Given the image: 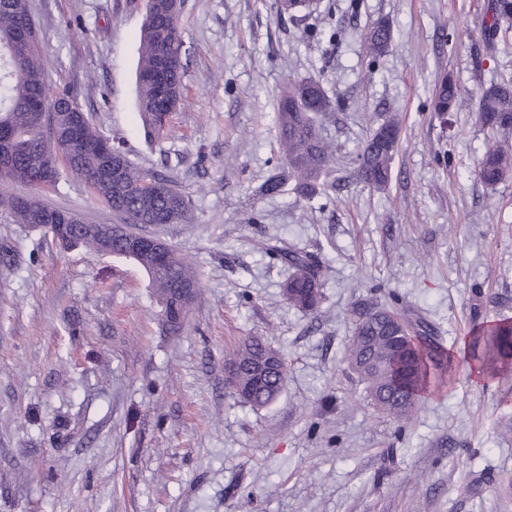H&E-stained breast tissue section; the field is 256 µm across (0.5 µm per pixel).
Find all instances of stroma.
<instances>
[{"instance_id": "1", "label": "stroma", "mask_w": 512, "mask_h": 512, "mask_svg": "<svg viewBox=\"0 0 512 512\" xmlns=\"http://www.w3.org/2000/svg\"><path fill=\"white\" fill-rule=\"evenodd\" d=\"M144 0H29L54 83L131 161L191 200L148 224L187 258L200 293L178 334L138 264L62 248L0 210V512H512V407L467 364L406 424L377 416L343 360L351 310L400 296L460 351L512 319V179L474 177L490 132L430 100L451 76L469 100L512 77V17L498 0H336L305 24L274 0H183V102L148 144L135 74ZM379 18L395 28L371 62ZM499 31H490L491 23ZM320 81L318 116L340 147L329 195L264 196L280 163L273 114L288 79ZM400 124L386 188L360 180L358 147ZM88 224L118 216L81 181L42 194ZM276 243L318 260L325 299L283 296ZM260 336L286 386L254 409L224 383V351ZM395 39L393 25L386 19L373 22L366 33L369 55L374 59L384 55Z\"/></svg>"}]
</instances>
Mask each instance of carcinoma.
Segmentation results:
<instances>
[{"label": "carcinoma", "instance_id": "cac0c4a2", "mask_svg": "<svg viewBox=\"0 0 512 512\" xmlns=\"http://www.w3.org/2000/svg\"><path fill=\"white\" fill-rule=\"evenodd\" d=\"M395 39L393 25L386 19L373 22L366 33L369 55L378 59ZM178 18L145 6L140 33L137 67V110L148 137L155 139L166 130L172 112L160 110L157 67L170 63L164 72L165 85L172 94L173 108L183 95L185 63ZM462 104L456 85L442 79L432 100L435 112H448ZM330 101L318 81L309 77L286 83L274 113L279 153L287 161L288 179L305 197L318 194L323 174L336 162L335 148L326 142L316 125L315 115L326 112ZM82 111L67 87H52L40 52L39 32L27 3L0 0V206L16 221L31 229L49 224L61 210L50 207L35 194L7 191L11 185L34 189L55 186L63 177L85 183L99 199L121 218L119 224H97L83 230L72 224L64 227L65 247L82 245L98 253L109 245V254L131 257L149 274L163 307L164 318L181 308L178 288L194 289L199 281L190 263L174 251L165 260L152 249L133 254L125 251V240L136 235L134 226L162 219L168 224L185 220L189 198L172 181L134 166L123 158L122 172L107 181L97 177L101 151L123 152L84 117L71 128L74 113ZM481 124L496 133L512 131V80L484 89L477 100ZM400 127L390 119L370 132L358 153L360 178L373 189L386 187L397 152ZM482 183L495 186L512 177V147L498 143L486 148L475 169ZM272 258L288 264L293 273L284 287L288 301L299 310L313 314L322 301L319 266L311 258L277 247L268 249ZM353 334L344 359L356 375L377 414L392 417L405 425L420 409L424 394L456 372L455 355L444 348L434 331L420 322L410 329L387 306L372 304L354 310ZM464 359L471 370L484 373L497 385L501 402L512 405V320L503 319L489 327H479L464 342ZM225 366L242 373L250 386L237 397L252 408H265L281 395L287 366L280 351L259 338L249 337L225 353Z\"/></svg>", "mask_w": 512, "mask_h": 512}]
</instances>
